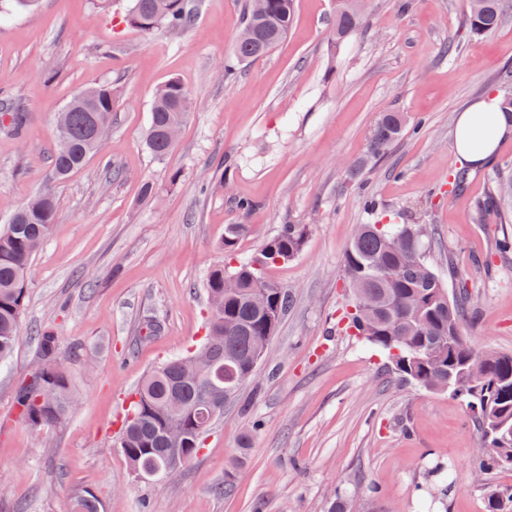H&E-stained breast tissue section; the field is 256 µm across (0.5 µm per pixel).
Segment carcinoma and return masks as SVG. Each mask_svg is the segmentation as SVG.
Segmentation results:
<instances>
[{
    "mask_svg": "<svg viewBox=\"0 0 512 512\" xmlns=\"http://www.w3.org/2000/svg\"><path fill=\"white\" fill-rule=\"evenodd\" d=\"M362 0H337L333 35L340 43L364 24ZM36 0H0V16L34 9ZM465 23L480 35L501 22L500 0H468ZM295 0H265L255 13L246 0L243 29L233 55L237 62L266 56L288 35ZM196 18L192 0H130L124 21L144 33L164 27L190 28ZM193 108L188 90L176 78L155 94L146 145L159 160L174 148L167 140L171 127H181ZM24 113L3 100L0 127L20 135ZM112 122V87L99 84L84 90L58 113L52 176L67 178L84 167L104 141L94 125ZM406 130L398 112H382L372 129L367 157L383 155ZM512 200V179L496 184L487 201L474 211L482 224L488 212ZM369 220L357 227L344 259L345 287L352 293L346 328L388 355L395 373L426 390L454 393L469 410L473 426L484 439L480 474L512 471V354L477 350L464 338L465 314L477 311L473 293L464 283L449 297L431 262L430 224L383 222L368 201ZM57 211L49 189L17 208L0 227V360L10 356L18 342L26 301L31 260L47 241ZM247 225L230 224L224 230V262L209 272L205 288L209 299L207 333L190 356H206L196 374L182 372V358H173L151 370L131 398L119 447L134 472L154 480L178 472L200 449L201 437L224 413V393L236 394L263 357L291 306V294L265 276L271 264L296 257L305 244L308 226L282 224L249 258L235 257ZM37 367L51 369L50 379L38 388L27 381L18 390L20 418L32 427L60 422L73 406L70 375L57 334L36 331ZM488 512H512V490L487 494ZM72 512H102L90 493L75 496Z\"/></svg>",
    "mask_w": 512,
    "mask_h": 512,
    "instance_id": "obj_1",
    "label": "carcinoma"
}]
</instances>
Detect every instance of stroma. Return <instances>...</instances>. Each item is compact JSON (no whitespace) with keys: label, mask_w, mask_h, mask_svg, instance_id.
I'll return each instance as SVG.
<instances>
[{"label":"stroma","mask_w":512,"mask_h":512,"mask_svg":"<svg viewBox=\"0 0 512 512\" xmlns=\"http://www.w3.org/2000/svg\"><path fill=\"white\" fill-rule=\"evenodd\" d=\"M197 3L179 34L127 25L129 0L107 13L95 0H40L0 20V90L27 112L23 137L0 129V225L42 189L58 202L19 341L0 362V512H70L84 491L103 512H328L339 497L350 512H486L488 488L512 489V472L477 483L481 439L464 402L400 380L383 352L345 331L343 269L365 199L432 224L444 280L466 279L481 299L466 340L512 353V256L493 254L512 223L472 219L512 177V138L467 169L463 191L448 188L463 167L459 113L489 91L512 92L500 79L512 67V0L478 37L467 0H367V25L341 43L336 0H296L287 39L230 86L221 70L242 0ZM173 77L194 108L159 161L144 136L154 94ZM95 83L112 88V131L99 156L53 179L55 114ZM382 112L425 125L370 160ZM241 198L254 209L239 211ZM288 222L309 233L297 258L266 270L293 304L254 375L175 475L140 480L118 446L125 410L149 371L204 336V285L226 226L248 225L244 257ZM43 328L75 352L74 405L33 428L15 394Z\"/></svg>","instance_id":"obj_1"}]
</instances>
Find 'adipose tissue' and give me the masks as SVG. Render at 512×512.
Masks as SVG:
<instances>
[{"label":"adipose tissue","mask_w":512,"mask_h":512,"mask_svg":"<svg viewBox=\"0 0 512 512\" xmlns=\"http://www.w3.org/2000/svg\"><path fill=\"white\" fill-rule=\"evenodd\" d=\"M500 96L488 92L458 117L455 148L462 162L477 167L494 156L499 141L512 135V116L499 110Z\"/></svg>","instance_id":"obj_1"}]
</instances>
